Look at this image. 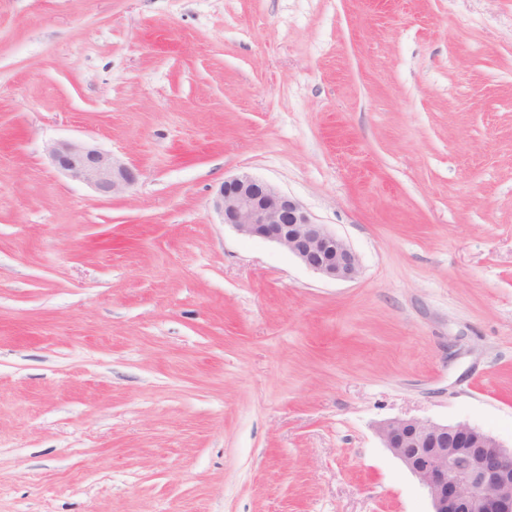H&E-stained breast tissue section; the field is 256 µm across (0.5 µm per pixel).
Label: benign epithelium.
<instances>
[{
	"label": "benign epithelium",
	"instance_id": "obj_1",
	"mask_svg": "<svg viewBox=\"0 0 512 512\" xmlns=\"http://www.w3.org/2000/svg\"><path fill=\"white\" fill-rule=\"evenodd\" d=\"M52 160L71 178L104 196L132 186L136 169L81 141H58ZM237 233L273 242L312 272L334 281L360 274L356 252L296 199L242 174L224 180L215 201ZM383 444L427 490L433 512H512V449L466 422L391 419L379 427Z\"/></svg>",
	"mask_w": 512,
	"mask_h": 512
}]
</instances>
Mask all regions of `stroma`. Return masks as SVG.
I'll use <instances>...</instances> for the list:
<instances>
[{"mask_svg": "<svg viewBox=\"0 0 512 512\" xmlns=\"http://www.w3.org/2000/svg\"><path fill=\"white\" fill-rule=\"evenodd\" d=\"M394 418L512 447V0H0V512H431ZM49 154L68 176L104 196L119 193L137 180L135 168L85 142L58 141L49 147ZM215 207L237 233L283 247L321 277L353 281L360 273L359 258L343 238L267 182L248 174L225 179Z\"/></svg>", "mask_w": 512, "mask_h": 512, "instance_id": "1", "label": "stroma"}]
</instances>
